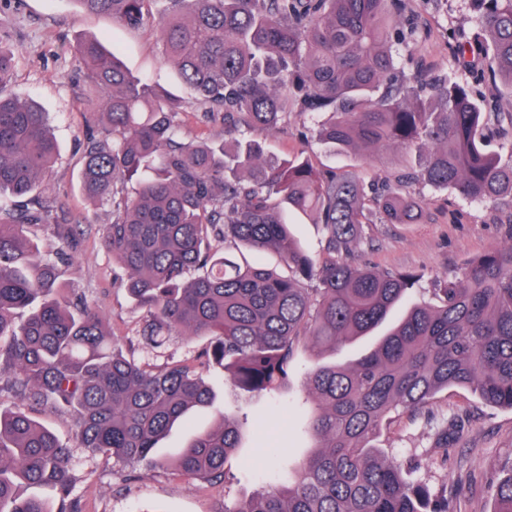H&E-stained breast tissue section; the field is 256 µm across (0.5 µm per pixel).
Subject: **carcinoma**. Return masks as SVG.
Masks as SVG:
<instances>
[{"label":"carcinoma","instance_id":"cac0c4a2","mask_svg":"<svg viewBox=\"0 0 512 512\" xmlns=\"http://www.w3.org/2000/svg\"><path fill=\"white\" fill-rule=\"evenodd\" d=\"M129 28L147 20L149 0H74ZM156 20L168 60L224 136L245 123L257 137L218 146L185 139L180 103L158 97L97 38L78 46L84 75L101 98V136L87 146L80 182L112 203L103 249L126 272L124 287L146 310L139 336L158 348L172 335L207 336V363L232 373L243 394L288 387L297 345L345 348L377 329L418 282L413 272L350 260L364 224H414L427 191L451 190L512 224V0H470L474 26L448 36L462 80L430 72L403 51L422 34L410 0H168ZM15 51L0 45V85ZM327 116L309 130L337 153L415 151L392 180L317 170L275 157L263 135L292 112ZM501 140L490 152L483 131ZM59 154L48 115L0 96V199L35 196ZM322 226L323 255L292 235L289 216ZM38 230L59 241L42 252ZM80 225L52 209L0 202V393L68 412L70 441L19 407H0V512H83L73 497L74 450L119 465L167 463L215 487L240 448L243 423L218 411L163 462L157 442L194 408L214 405L201 369L182 361L153 367L124 353L105 317L69 300L58 260ZM234 242L274 249L281 276L242 265L212 247ZM435 307H414L367 354L307 367L316 405L305 432L314 448L288 484L224 500V512H457L466 487L437 494L409 483L403 465L375 444L396 416L430 412L454 387L512 410V243L464 260L438 289ZM456 419L438 430L448 452ZM32 490L30 494L21 488ZM48 487L54 506L34 493ZM497 512H512V472L497 487Z\"/></svg>","mask_w":512,"mask_h":512}]
</instances>
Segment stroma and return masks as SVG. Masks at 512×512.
<instances>
[{"mask_svg":"<svg viewBox=\"0 0 512 512\" xmlns=\"http://www.w3.org/2000/svg\"><path fill=\"white\" fill-rule=\"evenodd\" d=\"M165 7V0H150V23L129 29L111 17L79 12L72 0H0V42L16 50L13 75L0 86V95L34 101L49 112L62 146L59 158L44 177L40 200L51 207L63 206L71 223L83 230L76 252L59 265L66 287L85 294L106 316L111 333L138 359L155 365L171 359L187 360L200 366L206 361L207 338L172 336L157 351L137 341L145 313L127 296L121 286L123 271L100 245L101 229L112 221V207L87 198L80 182L87 144L98 130L87 114L88 89L76 53L78 41L89 36L116 48L132 75L180 100L178 121L186 139L206 143L224 139L223 124L202 122V108L194 93L164 57L153 19ZM470 17L469 0H441L437 7L428 9L423 14L426 29L411 48L414 57L433 70H447L448 31L468 26ZM310 124L307 115L290 113L268 136V151L281 156L304 154L319 170L358 166L368 178L387 175L404 160L396 149L365 162L352 153H333L315 139L302 138V131ZM511 242L512 230L490 223L485 209L471 206L453 193L436 191L420 223L365 225L356 254L375 267L418 274L419 281L405 302L433 306L438 302L439 283L452 278L460 261ZM308 357L306 347L297 348L288 390L276 397L240 395L229 374L205 371L216 393L214 407L196 413L192 428H174L156 450L163 462L173 457L185 447L193 431L215 423L216 409L244 413L249 421L243 427L241 447L258 459L249 478L239 477L237 462L232 459L223 488L202 489L199 483L172 473L163 464L136 467L133 479L126 482L112 459L92 458L78 449L74 452L78 477L74 493L81 498L84 512H224L225 497L246 496L277 482L283 472L263 460L264 448L275 443L296 455L309 444L301 432L306 412L301 403L302 380ZM453 413L462 416L464 427L455 445L444 453L435 448L434 433ZM378 445L386 457L415 462V480L431 489L463 482L467 494L458 503V512H496V487L512 468V410L485 406L467 390L454 389L437 396L431 414L396 417Z\"/></svg>","mask_w":512,"mask_h":512,"instance_id":"stroma-1","label":"stroma"}]
</instances>
